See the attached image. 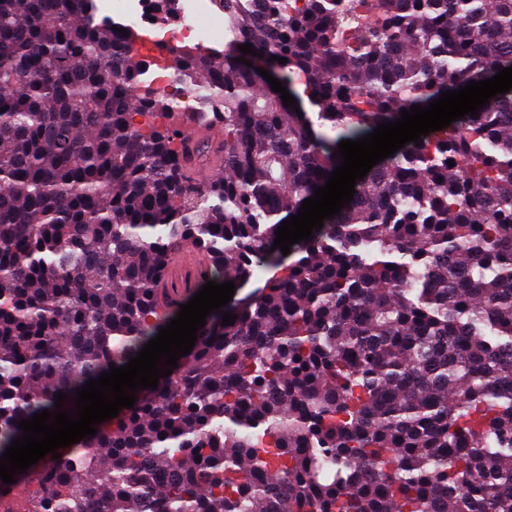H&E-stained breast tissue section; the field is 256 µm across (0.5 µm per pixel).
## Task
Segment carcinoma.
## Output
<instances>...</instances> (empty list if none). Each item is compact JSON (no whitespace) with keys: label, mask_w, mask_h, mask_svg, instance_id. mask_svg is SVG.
I'll return each instance as SVG.
<instances>
[{"label":"carcinoma","mask_w":512,"mask_h":512,"mask_svg":"<svg viewBox=\"0 0 512 512\" xmlns=\"http://www.w3.org/2000/svg\"><path fill=\"white\" fill-rule=\"evenodd\" d=\"M177 2L150 0L156 23ZM224 18L262 56L171 51L191 119L224 130L202 186L135 31L93 0H0V456L170 322L175 251L215 282L283 267L133 408L16 474L24 512H512V90L377 163L297 260L272 249L340 141L512 67V0H224ZM260 68L300 108L304 79L330 132ZM191 165L189 173L199 183H209L224 171V159L220 155H213L203 163L192 157ZM205 262V256L194 248H184L169 259L158 287V305L162 311L173 308L181 300L187 292L184 276L200 270Z\"/></svg>","instance_id":"carcinoma-1"}]
</instances>
